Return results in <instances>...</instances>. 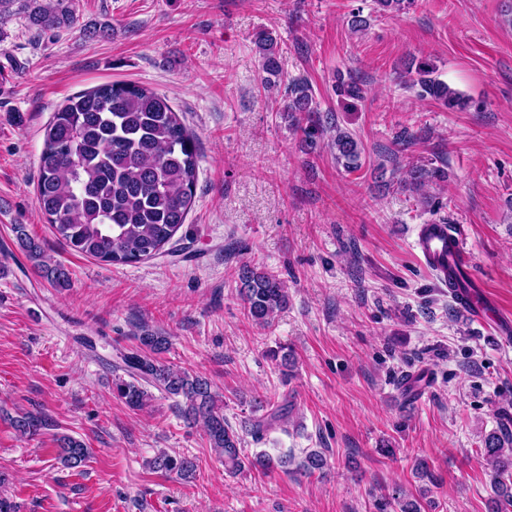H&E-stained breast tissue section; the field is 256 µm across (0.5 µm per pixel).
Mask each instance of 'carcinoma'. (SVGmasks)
I'll use <instances>...</instances> for the list:
<instances>
[{"mask_svg":"<svg viewBox=\"0 0 512 512\" xmlns=\"http://www.w3.org/2000/svg\"><path fill=\"white\" fill-rule=\"evenodd\" d=\"M28 18L41 31L74 25L71 0H25ZM415 0H375L381 14L410 10ZM262 82L281 79L277 42L271 35L259 41ZM410 87L450 112L465 111L470 99L435 76L426 59L413 60ZM336 96L344 103L359 101L364 89L351 73L336 75ZM283 111L308 136L331 133L328 147L347 171L362 166L364 148L351 131L338 122L324 121L314 101L311 85L303 77L288 79V100ZM198 154L191 134L172 109L166 96L135 83L113 82L96 86L67 100L45 127L39 158L37 196L42 213L56 235L74 252L112 264L133 265L165 253L185 224L192 208ZM448 179L446 165H415L407 171L406 186L418 190L427 183ZM19 247L39 277L56 288L71 285L69 271L47 260L42 246L26 232L12 227ZM238 292L251 321L272 322L288 305V288L277 275L244 264L238 270ZM134 336L137 348L120 353L121 365L112 380L113 393L125 405L140 409L155 398L157 390L168 398H182L178 410L189 424H202L209 447L224 459V470L236 474L249 467L263 473L288 465L260 451L245 453L242 437L224 417V406L211 391L209 381L174 367L162 359L169 338L142 324ZM22 435L35 436L46 426L44 418L24 414L12 419ZM56 459L66 468L82 467L90 452L70 436L58 438ZM495 474L494 508L512 506V438L491 432L481 450ZM326 458L311 451L300 463L306 474L321 470ZM151 468L189 478L194 461L186 456L160 453ZM384 506L399 512H422L420 503L397 488L383 497Z\"/></svg>","mask_w":512,"mask_h":512,"instance_id":"1","label":"carcinoma"}]
</instances>
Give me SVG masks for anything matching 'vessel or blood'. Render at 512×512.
<instances>
[{
  "label": "vessel or blood",
  "mask_w": 512,
  "mask_h": 512,
  "mask_svg": "<svg viewBox=\"0 0 512 512\" xmlns=\"http://www.w3.org/2000/svg\"><path fill=\"white\" fill-rule=\"evenodd\" d=\"M419 262L441 283H448L455 272L468 271L471 254L462 234L444 224L421 225L414 242ZM461 310L473 321L496 335H512V317L507 316L498 301L486 290L453 291Z\"/></svg>",
  "instance_id": "1"
}]
</instances>
